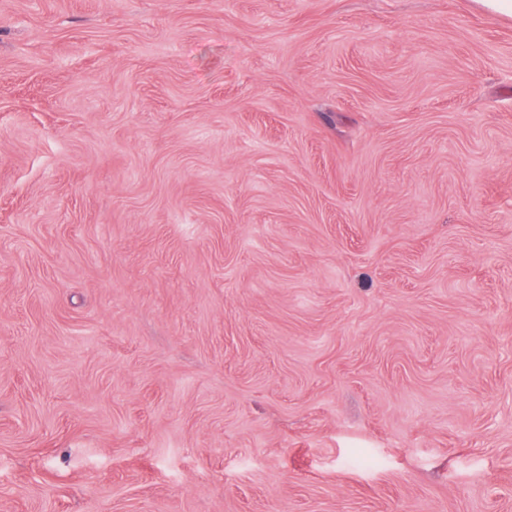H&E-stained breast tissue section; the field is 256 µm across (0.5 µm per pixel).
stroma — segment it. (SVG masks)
I'll return each mask as SVG.
<instances>
[{"mask_svg": "<svg viewBox=\"0 0 512 512\" xmlns=\"http://www.w3.org/2000/svg\"><path fill=\"white\" fill-rule=\"evenodd\" d=\"M0 512H512V18L0 0Z\"/></svg>", "mask_w": 512, "mask_h": 512, "instance_id": "stroma-1", "label": "stroma"}]
</instances>
